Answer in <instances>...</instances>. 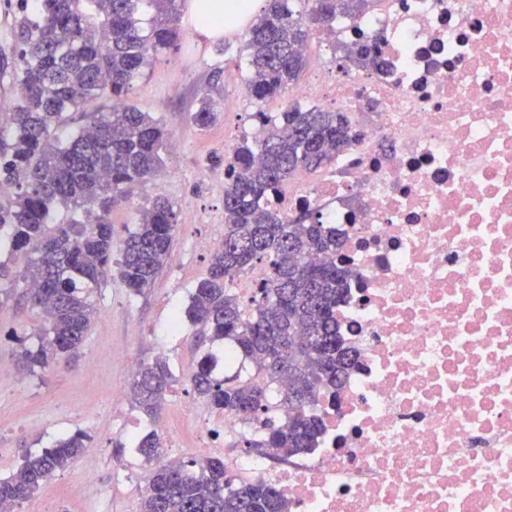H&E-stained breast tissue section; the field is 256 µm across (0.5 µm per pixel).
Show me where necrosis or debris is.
<instances>
[{
	"instance_id": "necrosis-or-debris-1",
	"label": "necrosis or debris",
	"mask_w": 512,
	"mask_h": 512,
	"mask_svg": "<svg viewBox=\"0 0 512 512\" xmlns=\"http://www.w3.org/2000/svg\"><path fill=\"white\" fill-rule=\"evenodd\" d=\"M327 36L291 96L357 138L277 206L340 233L358 365L316 448L231 466L291 512H512V0H378ZM366 46L382 68L342 66Z\"/></svg>"
}]
</instances>
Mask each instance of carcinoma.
Instances as JSON below:
<instances>
[{
  "mask_svg": "<svg viewBox=\"0 0 512 512\" xmlns=\"http://www.w3.org/2000/svg\"><path fill=\"white\" fill-rule=\"evenodd\" d=\"M301 12L293 0H266L260 17L244 34L248 55L246 89L264 101L282 96L310 64L300 50L310 26H328L341 16L366 11L373 0H310ZM182 0H38L9 31L13 61L0 67L17 85L10 104L12 141H0V179L16 188L0 206V230L8 250L28 258L17 274L0 263V306L13 297L17 279L27 283L30 307L40 317L37 344L12 332L22 345L28 371L46 368L79 353L97 311L92 289L118 274L134 295L143 294L170 258L178 215L156 198L138 211L137 224L116 247L112 207L128 187L148 181L164 166L169 132L161 119L125 103V96L149 61L178 46ZM108 96L119 108L97 112L65 143L55 130L70 113ZM266 134L242 139L224 159V241L210 256L186 309L195 335L232 348L233 370L218 369L219 357L199 360L191 382L209 404L247 424L257 434L248 448L294 455L316 447L322 434L314 411L323 387L340 388L356 362L338 331L336 305L347 270L336 265V229L306 211L287 221L270 205L298 171H317L356 139L344 112L293 105L277 116L259 112ZM207 129L216 104L204 94L192 115ZM61 206L73 212L65 224H48ZM120 259L113 260L114 251ZM265 278L249 301L233 286L256 265ZM174 383L167 361L141 366L130 386L131 403L155 421ZM77 431L41 454L25 458L19 470L0 478V508L29 500L56 472L86 451ZM147 462L162 446L151 432L136 441ZM142 512H288L279 491L262 481H238L219 457L162 464L146 477Z\"/></svg>",
  "mask_w": 512,
  "mask_h": 512,
  "instance_id": "cac0c4a2",
  "label": "carcinoma"
}]
</instances>
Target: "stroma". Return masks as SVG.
<instances>
[{
  "label": "stroma",
  "instance_id": "35a3bbf8",
  "mask_svg": "<svg viewBox=\"0 0 512 512\" xmlns=\"http://www.w3.org/2000/svg\"><path fill=\"white\" fill-rule=\"evenodd\" d=\"M180 27L179 48L153 59L125 98L165 123L170 138L164 166L148 182L132 186L111 214L118 242L132 229L138 209L153 198L168 199L179 214L171 257L153 287L135 296L119 276H109L93 292L97 315L79 356L69 366L33 373L21 366L18 346L7 336L8 331L29 330L39 323L24 298L25 283H18L13 300L0 307V477L16 472L25 455L79 430L98 449L57 472L18 512H51L60 505L68 512H140L138 485L148 466L127 444L123 422L112 419V393L129 392L143 362L164 357L175 376L161 422H169L188 401L196 403L200 416L212 412L190 381L208 346L195 341L187 321L181 335H169V320L185 313L193 289L207 273L209 256L202 242L224 233V167L219 157L243 137L260 134L254 113L284 111L291 100L259 102L243 94V30L224 37L226 51L220 55L214 42L199 39L188 20H181ZM212 85L220 91L219 118L203 130L191 114L201 92Z\"/></svg>",
  "mask_w": 512,
  "mask_h": 512
}]
</instances>
